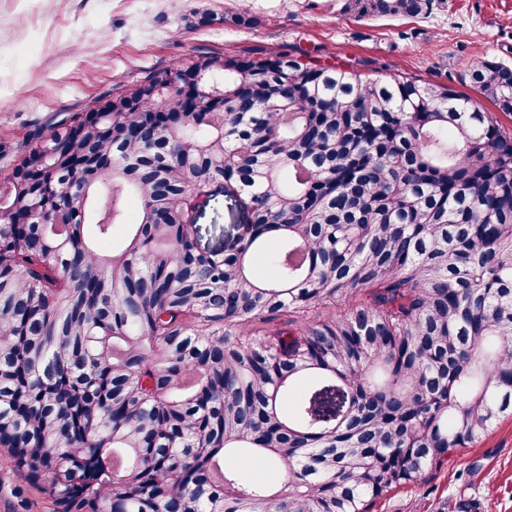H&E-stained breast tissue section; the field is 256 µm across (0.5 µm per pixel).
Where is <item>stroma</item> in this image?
<instances>
[{"mask_svg": "<svg viewBox=\"0 0 512 512\" xmlns=\"http://www.w3.org/2000/svg\"><path fill=\"white\" fill-rule=\"evenodd\" d=\"M207 12L220 22L198 24ZM235 14L248 24L231 23ZM283 53L445 84L486 109L467 67H512V0H435L430 15L416 18H361L349 0H0V178L59 124L149 71L201 55ZM245 220L238 202L217 196L197 224L200 248L223 249ZM461 498L477 500L480 512H512V416L372 512H439ZM57 509L0 448V512Z\"/></svg>", "mask_w": 512, "mask_h": 512, "instance_id": "stroma-1", "label": "stroma"}]
</instances>
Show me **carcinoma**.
I'll use <instances>...</instances> for the list:
<instances>
[{
	"mask_svg": "<svg viewBox=\"0 0 512 512\" xmlns=\"http://www.w3.org/2000/svg\"><path fill=\"white\" fill-rule=\"evenodd\" d=\"M189 66L177 137L150 90L181 65L105 102L117 134L81 113L7 177L34 223L0 224V447L64 512H367L512 414V134L400 75ZM468 76L512 112V68ZM217 190L250 218L207 260L188 239ZM229 452L288 479L245 489Z\"/></svg>",
	"mask_w": 512,
	"mask_h": 512,
	"instance_id": "cac0c4a2",
	"label": "carcinoma"
}]
</instances>
